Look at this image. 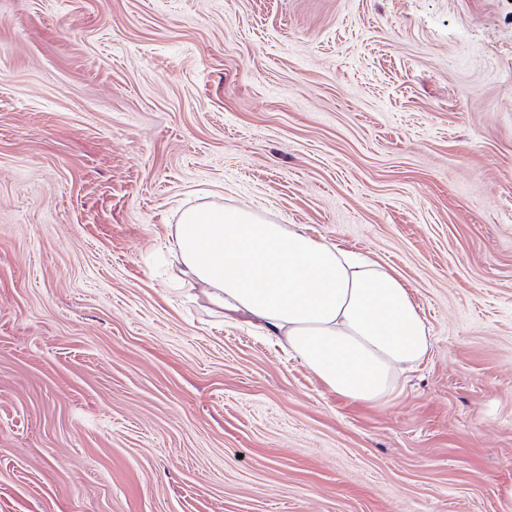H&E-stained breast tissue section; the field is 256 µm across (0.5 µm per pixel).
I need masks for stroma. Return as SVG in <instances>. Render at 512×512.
Wrapping results in <instances>:
<instances>
[{"instance_id":"1","label":"stroma","mask_w":512,"mask_h":512,"mask_svg":"<svg viewBox=\"0 0 512 512\" xmlns=\"http://www.w3.org/2000/svg\"><path fill=\"white\" fill-rule=\"evenodd\" d=\"M248 208L433 346L330 391L182 273ZM0 512H512V0H0Z\"/></svg>"}]
</instances>
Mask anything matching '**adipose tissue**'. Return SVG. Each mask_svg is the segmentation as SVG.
I'll use <instances>...</instances> for the list:
<instances>
[{
    "mask_svg": "<svg viewBox=\"0 0 512 512\" xmlns=\"http://www.w3.org/2000/svg\"><path fill=\"white\" fill-rule=\"evenodd\" d=\"M187 274L225 315L256 320L337 395L379 402L431 346L399 275L246 209L198 206L176 229Z\"/></svg>",
    "mask_w": 512,
    "mask_h": 512,
    "instance_id": "ef3b65f1",
    "label": "adipose tissue"
}]
</instances>
